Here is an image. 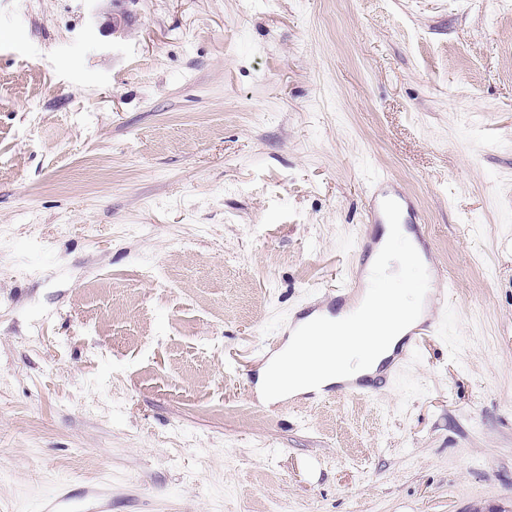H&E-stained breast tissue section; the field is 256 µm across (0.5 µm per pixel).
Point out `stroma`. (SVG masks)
<instances>
[{
	"mask_svg": "<svg viewBox=\"0 0 512 512\" xmlns=\"http://www.w3.org/2000/svg\"><path fill=\"white\" fill-rule=\"evenodd\" d=\"M0 0V512H512V0ZM455 284L373 394L267 400L372 184ZM91 2L96 4L95 15L106 19L104 24L113 34L120 29L125 30L131 25V21L127 20L125 12L116 13L115 10H112L116 0H91ZM76 507L87 508L84 512H111V499L108 489L92 484L73 492L59 489L43 499L39 512H79Z\"/></svg>",
	"mask_w": 512,
	"mask_h": 512,
	"instance_id": "35a3bbf8",
	"label": "stroma"
}]
</instances>
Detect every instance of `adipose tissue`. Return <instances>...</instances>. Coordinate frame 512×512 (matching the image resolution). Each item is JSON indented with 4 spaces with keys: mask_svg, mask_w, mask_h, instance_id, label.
Returning <instances> with one entry per match:
<instances>
[{
    "mask_svg": "<svg viewBox=\"0 0 512 512\" xmlns=\"http://www.w3.org/2000/svg\"><path fill=\"white\" fill-rule=\"evenodd\" d=\"M413 240L403 229L384 226L381 239L372 254L365 277V296L373 297L369 312L356 316L353 311L340 312L338 329L354 338L349 348L332 347L315 350L301 331L308 319L296 323V334L275 358L258 373L257 388L270 397L320 393L339 384L371 379L382 374L385 360L392 358L404 331L394 323L397 310L424 315L423 291L402 287L406 273L425 278V265H408Z\"/></svg>",
    "mask_w": 512,
    "mask_h": 512,
    "instance_id": "adipose-tissue-1",
    "label": "adipose tissue"
}]
</instances>
